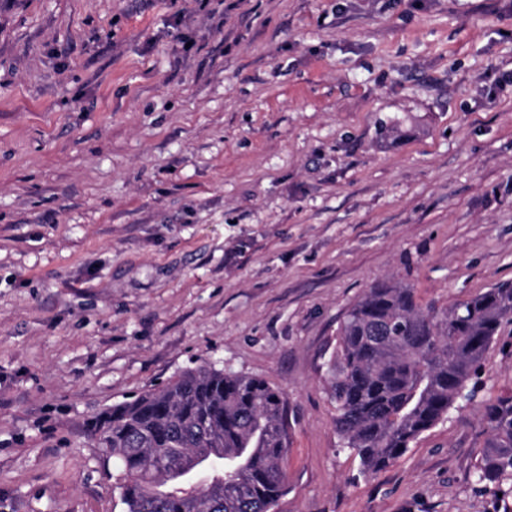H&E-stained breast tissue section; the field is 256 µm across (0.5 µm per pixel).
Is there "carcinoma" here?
<instances>
[{"mask_svg":"<svg viewBox=\"0 0 512 512\" xmlns=\"http://www.w3.org/2000/svg\"><path fill=\"white\" fill-rule=\"evenodd\" d=\"M512 284L448 309L422 307L400 282L369 288L348 311L329 361L336 430L369 476L474 397L472 384ZM489 439L477 481L512 475V394L484 407ZM116 463L124 512H274L286 492L288 401L266 381L210 364L187 369L91 417Z\"/></svg>","mask_w":512,"mask_h":512,"instance_id":"1","label":"carcinoma"}]
</instances>
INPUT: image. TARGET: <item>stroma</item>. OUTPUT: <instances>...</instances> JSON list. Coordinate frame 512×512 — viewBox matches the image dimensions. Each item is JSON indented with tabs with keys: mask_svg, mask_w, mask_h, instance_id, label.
I'll return each instance as SVG.
<instances>
[{
	"mask_svg": "<svg viewBox=\"0 0 512 512\" xmlns=\"http://www.w3.org/2000/svg\"><path fill=\"white\" fill-rule=\"evenodd\" d=\"M389 280L512 282V0H0V512H122L87 420L204 363L288 398L275 512H512V318L396 463L343 450L327 363ZM483 416L490 434L477 480L496 482L507 474L512 475V394L486 404Z\"/></svg>",
	"mask_w": 512,
	"mask_h": 512,
	"instance_id": "35a3bbf8",
	"label": "stroma"
}]
</instances>
